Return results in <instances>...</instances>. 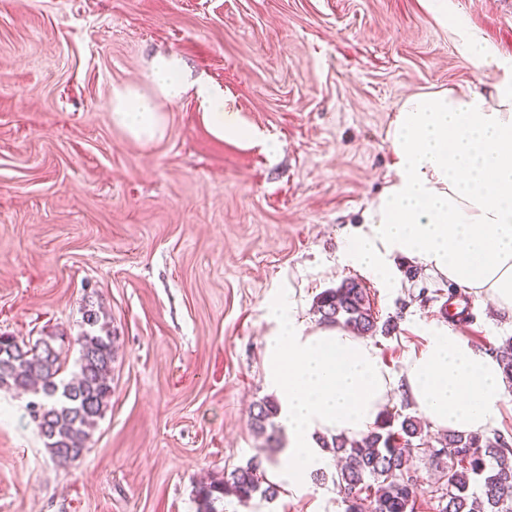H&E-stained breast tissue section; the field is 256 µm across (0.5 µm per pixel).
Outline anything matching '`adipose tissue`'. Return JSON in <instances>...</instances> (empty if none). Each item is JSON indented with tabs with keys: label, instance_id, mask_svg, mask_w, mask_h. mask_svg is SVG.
<instances>
[{
	"label": "adipose tissue",
	"instance_id": "obj_1",
	"mask_svg": "<svg viewBox=\"0 0 512 512\" xmlns=\"http://www.w3.org/2000/svg\"><path fill=\"white\" fill-rule=\"evenodd\" d=\"M193 94L220 137L258 139L228 109L222 90L188 82L180 57L154 58L146 84L113 87L112 122L131 138L163 137L162 102ZM393 177L345 237L343 263L396 283V257L423 264L458 288L512 316V66L490 90H440L403 99L388 131ZM266 383L287 429L286 469L276 479L299 485L329 465L319 436L362 437L397 385H404L432 427L461 434L498 426L506 379L498 361L459 332L433 324L425 345L391 374L366 339L340 327L313 329L292 302L267 308Z\"/></svg>",
	"mask_w": 512,
	"mask_h": 512
}]
</instances>
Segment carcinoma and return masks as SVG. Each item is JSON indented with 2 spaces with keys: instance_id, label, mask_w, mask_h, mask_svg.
Listing matches in <instances>:
<instances>
[{
  "instance_id": "carcinoma-1",
  "label": "carcinoma",
  "mask_w": 512,
  "mask_h": 512,
  "mask_svg": "<svg viewBox=\"0 0 512 512\" xmlns=\"http://www.w3.org/2000/svg\"><path fill=\"white\" fill-rule=\"evenodd\" d=\"M319 322L342 326L366 336L377 328V317L367 289L354 278L320 293L315 300ZM87 329L76 338L79 358L70 377L63 376L67 356L62 333L47 334L27 342L0 335V389L32 394L26 408L38 423L45 448L53 463L65 465L88 450V442L112 399L114 346L108 321L94 304L83 312ZM498 361L512 381V341L498 348ZM278 406L271 400L255 405L251 426L267 439L274 437L273 418ZM386 412L359 439L336 435L321 445L339 459L334 483L344 512H415L416 482L404 480L413 472L414 460L423 452L420 423ZM433 457L449 459L435 489L439 512H512V445L502 436L449 432ZM277 495L265 483L261 463L252 460L226 476L198 485L196 512H220L217 504L232 496L241 503L255 494Z\"/></svg>"
}]
</instances>
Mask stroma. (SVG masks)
Masks as SVG:
<instances>
[{"label": "stroma", "mask_w": 512, "mask_h": 512, "mask_svg": "<svg viewBox=\"0 0 512 512\" xmlns=\"http://www.w3.org/2000/svg\"><path fill=\"white\" fill-rule=\"evenodd\" d=\"M447 2L443 23L427 0H0V333L79 336L93 301L116 346L111 403L72 465L51 461L27 396L0 390V512H195L201 479L255 457L273 477L284 451L250 412L270 397L276 299L315 327L317 295L357 279L393 324L370 342L396 374L421 324L450 323L444 277L401 258L387 288L338 257L393 175L400 102L512 61L511 6ZM164 53L280 150L215 136L191 96L163 104L161 139L114 125L113 86L146 83ZM454 326L488 355L512 337L473 297ZM335 472L224 512H344Z\"/></svg>", "instance_id": "stroma-1"}]
</instances>
